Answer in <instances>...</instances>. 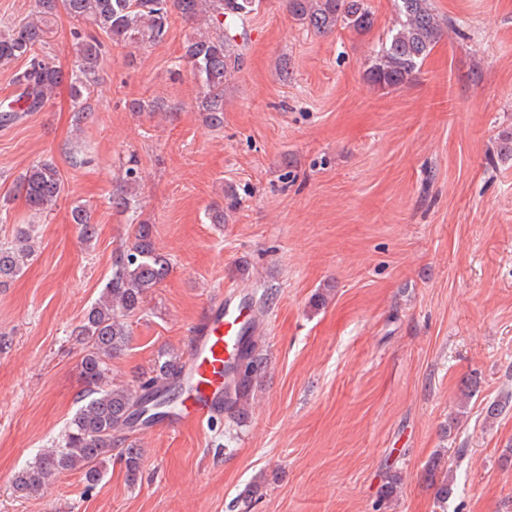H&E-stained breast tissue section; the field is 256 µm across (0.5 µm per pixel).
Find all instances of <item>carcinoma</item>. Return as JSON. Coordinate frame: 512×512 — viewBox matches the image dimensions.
<instances>
[{
    "label": "carcinoma",
    "mask_w": 512,
    "mask_h": 512,
    "mask_svg": "<svg viewBox=\"0 0 512 512\" xmlns=\"http://www.w3.org/2000/svg\"><path fill=\"white\" fill-rule=\"evenodd\" d=\"M261 0H36L34 17L16 25L0 21V64L27 60L16 75L22 92L0 111L3 126L29 112H37L53 98L63 79L62 70L47 61L39 50L47 44V19L64 13L76 22H86L103 33L117 47L156 43L164 39L170 17L181 16L193 25H205V32L189 37L181 61L190 68L201 87L198 104L203 121L212 128L224 126V82L244 64L248 40L246 24ZM400 20L376 52L366 70L369 83L380 88L397 87L410 80L442 35V26L431 0H397ZM288 11L308 29L326 34L341 26L365 32L374 26L367 0H288ZM102 43L94 36L78 38L76 69L71 73L72 111L91 115L88 99L98 82ZM139 180L138 161L129 160L123 185L112 197V208L125 213L135 208L134 186ZM18 187L27 205L43 211L64 191L58 167L49 160H37L20 176ZM239 204L232 191L224 194V205L208 209L213 224L226 222L227 213ZM71 223L81 242L96 236L93 211L84 204L74 206ZM35 253L31 236L18 232L11 244H0V287L18 277ZM170 260L158 249L153 226L134 223L131 242L115 251L111 274L98 299L90 305L74 329L81 346L79 362L83 389L80 404L60 438L38 454L12 481L15 492L37 494L57 476L80 471L88 486H94L112 461V452L124 449L127 477L135 481L140 471L141 452L128 444L127 433L140 423L158 422L174 413L184 392L183 357L169 348L158 351L138 376L135 390L110 380L112 359L128 349L130 329L126 319L142 309L147 296L167 277ZM248 360L242 376L224 400L227 420L240 423L247 392L263 361L251 337L245 336L240 360ZM440 462L428 464L435 486V498L442 504L454 492L453 479L437 478ZM400 477L390 474L378 491L377 506L396 492Z\"/></svg>",
    "instance_id": "obj_1"
}]
</instances>
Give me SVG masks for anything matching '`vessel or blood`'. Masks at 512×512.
<instances>
[{
    "label": "vessel or blood",
    "mask_w": 512,
    "mask_h": 512,
    "mask_svg": "<svg viewBox=\"0 0 512 512\" xmlns=\"http://www.w3.org/2000/svg\"><path fill=\"white\" fill-rule=\"evenodd\" d=\"M247 322L239 306L218 301L192 338L184 376L187 386L178 409L167 418L170 428L202 425L224 407V366L237 350Z\"/></svg>",
    "instance_id": "obj_1"
}]
</instances>
